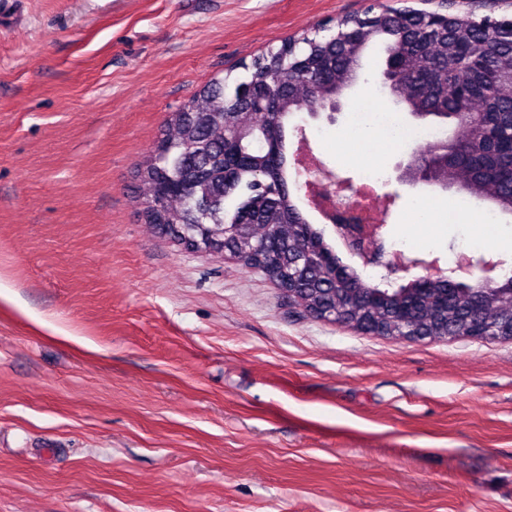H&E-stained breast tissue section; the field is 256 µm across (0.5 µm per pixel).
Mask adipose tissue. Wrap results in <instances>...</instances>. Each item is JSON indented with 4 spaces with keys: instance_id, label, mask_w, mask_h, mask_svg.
<instances>
[{
    "instance_id": "obj_1",
    "label": "adipose tissue",
    "mask_w": 512,
    "mask_h": 512,
    "mask_svg": "<svg viewBox=\"0 0 512 512\" xmlns=\"http://www.w3.org/2000/svg\"><path fill=\"white\" fill-rule=\"evenodd\" d=\"M356 112L369 118L370 126L359 127L355 136H342L336 140V154L345 163L382 164L383 153L378 150V142L388 140L387 120L389 111L377 102L371 93L360 95L354 105Z\"/></svg>"
}]
</instances>
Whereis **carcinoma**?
Here are the masks:
<instances>
[{"mask_svg": "<svg viewBox=\"0 0 512 512\" xmlns=\"http://www.w3.org/2000/svg\"><path fill=\"white\" fill-rule=\"evenodd\" d=\"M481 0H442L434 11L370 7L343 16L330 34H304L241 64L243 73L205 85L172 113L167 133L133 169L145 185L146 221L162 234H187L208 253L259 263L258 243L277 258L276 288L313 318L341 311L348 326L387 336L394 329L434 340L472 337L487 322L503 326L512 274L479 290L465 281H368L342 263L312 224L285 171L288 120L310 104L336 100L357 83L368 48L385 46L382 81L396 105L439 125L465 110L485 113L480 127L458 126L445 176L476 200L512 214V17L477 14ZM342 282L336 285V266Z\"/></svg>", "mask_w": 512, "mask_h": 512, "instance_id": "obj_1", "label": "carcinoma"}]
</instances>
